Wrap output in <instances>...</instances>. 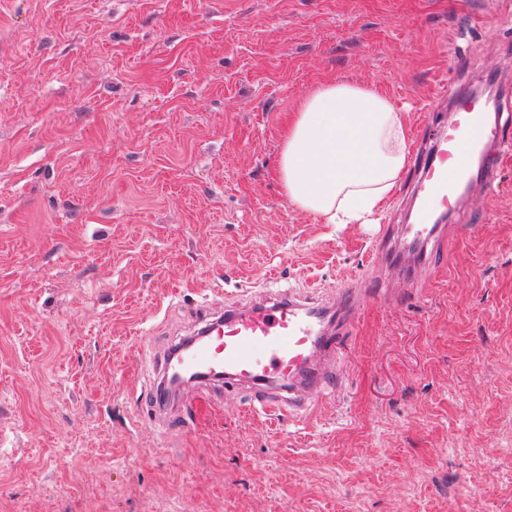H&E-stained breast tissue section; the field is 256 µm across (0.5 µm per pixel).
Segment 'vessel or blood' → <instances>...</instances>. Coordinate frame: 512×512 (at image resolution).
Segmentation results:
<instances>
[{"label":"vessel or blood","mask_w":512,"mask_h":512,"mask_svg":"<svg viewBox=\"0 0 512 512\" xmlns=\"http://www.w3.org/2000/svg\"><path fill=\"white\" fill-rule=\"evenodd\" d=\"M465 67L438 102L448 106L444 122L425 121L424 145L411 164L416 205L401 233L387 231L376 248L377 260L398 266L409 281L440 249L447 217L474 187L495 182L502 150L512 145V121L500 102L475 96L462 82ZM364 290L356 284L340 290L334 306H312L288 293L258 296L249 307L225 309L210 321L204 337L166 361L167 371L213 376L227 385L251 390L268 414L306 417L315 396L334 390L333 368L341 338L356 322Z\"/></svg>","instance_id":"b4317fda"}]
</instances>
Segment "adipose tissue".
Returning a JSON list of instances; mask_svg holds the SVG:
<instances>
[{
  "label": "adipose tissue",
  "mask_w": 512,
  "mask_h": 512,
  "mask_svg": "<svg viewBox=\"0 0 512 512\" xmlns=\"http://www.w3.org/2000/svg\"><path fill=\"white\" fill-rule=\"evenodd\" d=\"M407 156L401 112L374 87L332 79L301 100L273 175L293 206L352 224L383 210Z\"/></svg>",
  "instance_id": "1"
}]
</instances>
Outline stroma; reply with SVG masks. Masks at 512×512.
Segmentation results:
<instances>
[{
	"mask_svg": "<svg viewBox=\"0 0 512 512\" xmlns=\"http://www.w3.org/2000/svg\"><path fill=\"white\" fill-rule=\"evenodd\" d=\"M512 88V0H0V512H512V152L422 293L365 298L302 421L193 384L143 405L195 310L276 286L326 304L381 225L327 224L273 177L333 78L405 110Z\"/></svg>",
	"mask_w": 512,
	"mask_h": 512,
	"instance_id": "35a3bbf8",
	"label": "stroma"
}]
</instances>
